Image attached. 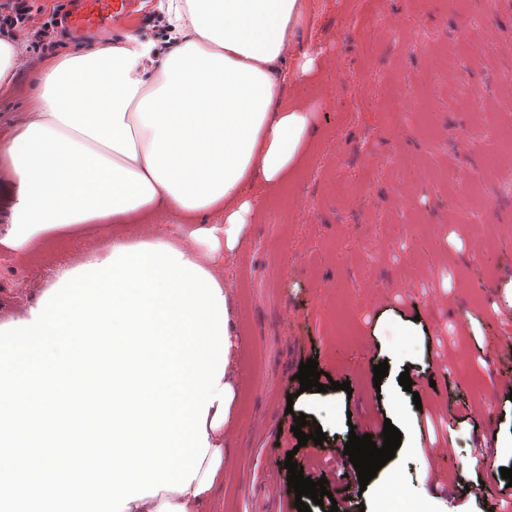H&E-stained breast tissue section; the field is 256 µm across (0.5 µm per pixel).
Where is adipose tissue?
<instances>
[{
    "label": "adipose tissue",
    "instance_id": "ef3b65f1",
    "mask_svg": "<svg viewBox=\"0 0 512 512\" xmlns=\"http://www.w3.org/2000/svg\"><path fill=\"white\" fill-rule=\"evenodd\" d=\"M171 43L133 34L47 59L30 106L0 134V199L10 224L0 252L25 258L45 239L87 224L176 215L171 245L222 284L224 255L251 223L254 185L276 188L319 132L285 104L289 77L319 56L298 46L307 0H167ZM223 296H230L224 288ZM230 422L207 430L199 473L125 512H220Z\"/></svg>",
    "mask_w": 512,
    "mask_h": 512
}]
</instances>
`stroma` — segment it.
Instances as JSON below:
<instances>
[{"label": "stroma", "instance_id": "35a3bbf8", "mask_svg": "<svg viewBox=\"0 0 512 512\" xmlns=\"http://www.w3.org/2000/svg\"><path fill=\"white\" fill-rule=\"evenodd\" d=\"M166 0H132V19L97 33L100 45L162 36ZM5 37L25 42L17 90L0 96V129L28 108L33 71L80 49L67 34L47 49L68 0H25ZM301 48L320 55L286 100L321 130L288 180L252 194L255 220L224 257L233 286L237 358L247 380L218 491L223 512H298L287 457L327 479L339 512H512L501 468H512V0H308ZM482 181L479 217L467 186ZM46 274L0 267V319L38 302ZM316 359L350 391H301L299 365ZM388 362L381 384L373 367ZM413 385L403 390L398 378ZM322 429L323 444L299 446ZM401 445L360 487L333 449L349 433ZM449 493L430 473L435 452ZM400 483H393V472Z\"/></svg>", "mask_w": 512, "mask_h": 512}]
</instances>
